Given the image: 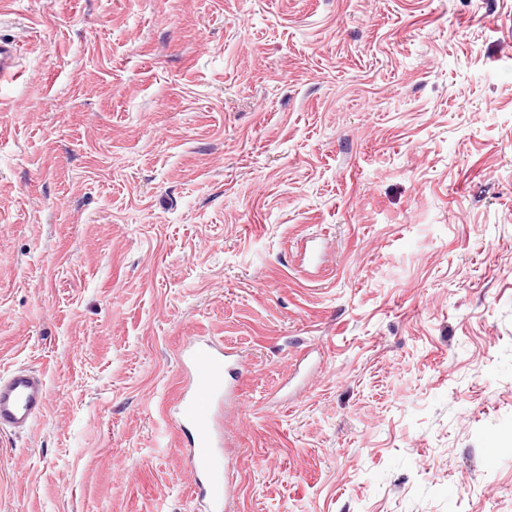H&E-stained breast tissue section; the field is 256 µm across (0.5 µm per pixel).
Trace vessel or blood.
<instances>
[{"label":"vessel or blood","instance_id":"vessel-or-blood-1","mask_svg":"<svg viewBox=\"0 0 512 512\" xmlns=\"http://www.w3.org/2000/svg\"><path fill=\"white\" fill-rule=\"evenodd\" d=\"M180 362L182 384L170 405L173 420L192 437L187 461L205 512H223L228 469L220 460L222 432L213 410L235 393L240 364L223 347L197 338L183 345ZM46 400L47 386L40 375L17 369L0 377V431L30 429Z\"/></svg>","mask_w":512,"mask_h":512}]
</instances>
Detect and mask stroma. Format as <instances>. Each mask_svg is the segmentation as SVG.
I'll return each instance as SVG.
<instances>
[{
	"label": "stroma",
	"instance_id": "35a3bbf8",
	"mask_svg": "<svg viewBox=\"0 0 512 512\" xmlns=\"http://www.w3.org/2000/svg\"><path fill=\"white\" fill-rule=\"evenodd\" d=\"M0 512H512V0H6ZM232 357L212 341L186 342L180 353L182 384L169 409L177 428L193 437L186 448L187 461L206 512L224 510L229 466L220 460L222 432L213 410L236 392L234 378L241 370V357ZM47 400L43 377L26 369H16L0 377V431L30 429Z\"/></svg>",
	"mask_w": 512,
	"mask_h": 512
}]
</instances>
